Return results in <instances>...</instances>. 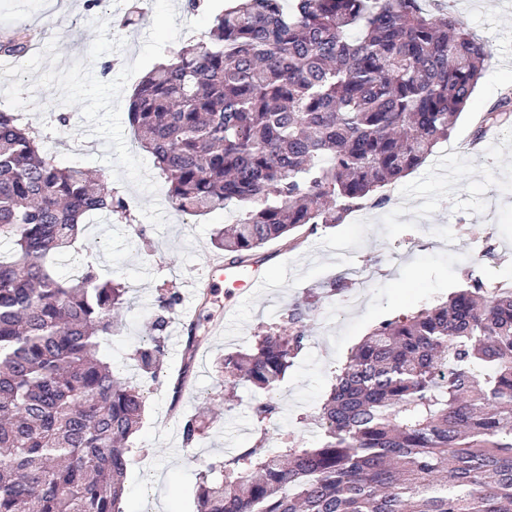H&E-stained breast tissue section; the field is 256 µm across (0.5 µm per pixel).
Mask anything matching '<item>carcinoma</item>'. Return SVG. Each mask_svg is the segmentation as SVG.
<instances>
[{
	"instance_id": "1",
	"label": "carcinoma",
	"mask_w": 512,
	"mask_h": 512,
	"mask_svg": "<svg viewBox=\"0 0 512 512\" xmlns=\"http://www.w3.org/2000/svg\"><path fill=\"white\" fill-rule=\"evenodd\" d=\"M29 49L26 29L0 53ZM488 57L448 12L421 0H234L209 42L186 45L137 86L138 147L199 216L235 203L215 245L241 263L306 224H340L448 140ZM512 123V98L477 138ZM126 210L104 180L60 165L39 135L0 111V512H121L141 386L99 356L120 332L127 290L86 262L56 261L85 217ZM160 297L155 335L133 353L155 381L177 305ZM311 309L224 355L219 372L271 391L308 338ZM264 426L271 400L251 407ZM319 446L284 436L202 464L197 512H512V288L469 287L380 322L352 351L314 416ZM191 416L183 441L202 436ZM222 476L211 480L214 473Z\"/></svg>"
}]
</instances>
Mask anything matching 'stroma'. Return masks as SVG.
Wrapping results in <instances>:
<instances>
[{"label":"stroma","mask_w":512,"mask_h":512,"mask_svg":"<svg viewBox=\"0 0 512 512\" xmlns=\"http://www.w3.org/2000/svg\"><path fill=\"white\" fill-rule=\"evenodd\" d=\"M131 2L102 0L91 9L86 0H0V42L16 28H29L33 52L56 41L64 69L87 58L95 38L92 23L105 19L110 36L126 41L122 51L92 61L93 75L108 82L137 58L153 20L149 9L138 25L124 26ZM443 3L489 52L483 76L448 141L385 188V205H366L340 224L303 226L295 232L299 246L276 241L259 249L258 273L267 286L247 297L230 281L201 289L209 262L218 256L213 236L235 223L238 206L203 216L177 212L164 176L147 153L142 159L158 185L156 195L116 179L103 160L105 141L90 134L79 107L58 103L57 89L34 88V109L19 110L21 124L38 131L45 149L62 165L81 166L110 182L130 213L122 222L94 217L77 240L103 277L129 289L124 326L103 343L115 372L133 375L131 354L149 334L147 323L158 298L179 297L166 332L161 376L143 383L148 397L131 438L122 512H196L201 461L233 456L262 438L272 446L286 434L314 445L320 432L312 417L330 391L335 369L375 324L445 300L474 275L490 288L512 282V128H493L481 142L473 140L480 116L512 95V0ZM231 4L200 0L198 9L178 10L180 36L166 46L165 58L182 45L206 41L215 15ZM63 112L70 117L64 128L56 122ZM154 199L167 220L161 230L141 214ZM477 241L493 245V256L476 261ZM339 277L345 280L344 290L330 293L329 282ZM308 301L314 304L308 345L270 395L278 414L266 430H259L251 415L254 389L239 386L236 405L225 409L217 359L227 351L250 349L260 329L282 324L293 304ZM192 321L199 323L201 339L189 360L185 326ZM183 367L189 370L188 386L175 402L165 377ZM195 414L204 415L206 429L188 446L181 421Z\"/></svg>","instance_id":"stroma-1"}]
</instances>
